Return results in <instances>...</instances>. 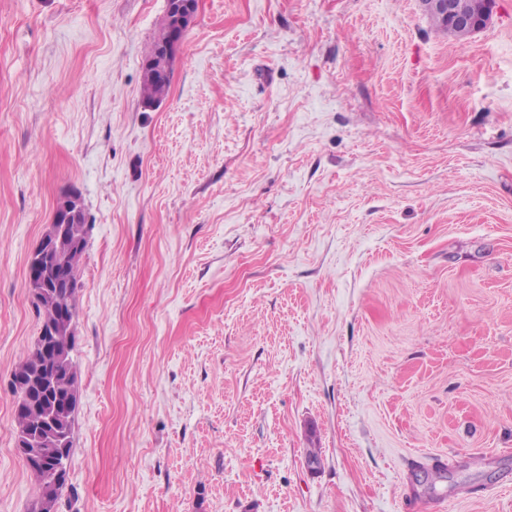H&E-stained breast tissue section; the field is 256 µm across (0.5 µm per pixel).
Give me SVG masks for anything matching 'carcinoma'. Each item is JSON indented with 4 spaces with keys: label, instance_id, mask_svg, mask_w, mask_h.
<instances>
[{
    "label": "carcinoma",
    "instance_id": "1",
    "mask_svg": "<svg viewBox=\"0 0 512 512\" xmlns=\"http://www.w3.org/2000/svg\"><path fill=\"white\" fill-rule=\"evenodd\" d=\"M170 84L171 78L153 80L147 70H142L143 102L152 105L162 101L168 95ZM78 207L77 223L70 225L69 233L74 245L62 247L56 251V257L50 259V264L62 270L63 280L59 287L46 289V296L34 301L35 307L43 314L41 333L36 336L26 359L12 374L17 432L41 433L37 457L25 461L39 489L33 512H49L44 507V496H49L54 503L58 502L60 490L66 481V477L56 478L54 469L43 465L45 461L56 459L59 452V445L51 427L47 425L48 418H54L58 428L64 432L66 454H71L72 449L76 408H67V403L70 397H79L77 368L71 352L75 341L78 265L85 249L87 232L83 203H78ZM52 327L62 333L56 341V347L64 353L62 357L44 355L39 348L44 331Z\"/></svg>",
    "mask_w": 512,
    "mask_h": 512
}]
</instances>
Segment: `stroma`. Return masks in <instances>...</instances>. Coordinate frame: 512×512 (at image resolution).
I'll return each mask as SVG.
<instances>
[{"label":"stroma","mask_w":512,"mask_h":512,"mask_svg":"<svg viewBox=\"0 0 512 512\" xmlns=\"http://www.w3.org/2000/svg\"><path fill=\"white\" fill-rule=\"evenodd\" d=\"M164 5L0 0V512L37 497L10 381L73 189L57 512H512V0L464 40L419 0H200L147 108ZM171 75L165 80H153L142 65L141 96L146 105L161 102L168 95L171 84ZM72 219V213L70 210L61 204V198L57 201L52 224L48 226V230L40 240L39 246L36 251L32 255V259L30 261V266H33V269L30 270V279L33 277V273L39 276V281H43L42 276V262L41 257L43 253L49 251L54 245V235L52 234V229L54 224H68Z\"/></svg>","instance_id":"35a3bbf8"}]
</instances>
